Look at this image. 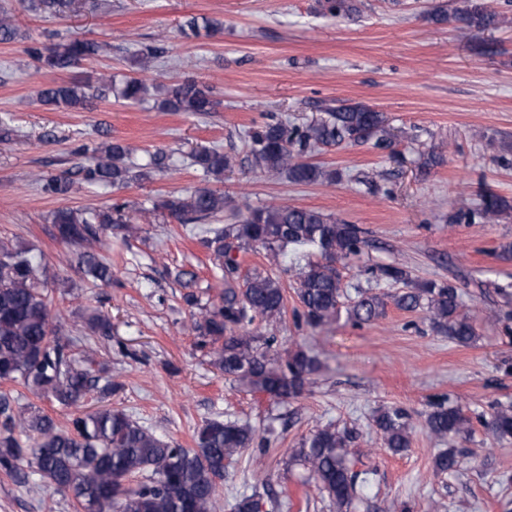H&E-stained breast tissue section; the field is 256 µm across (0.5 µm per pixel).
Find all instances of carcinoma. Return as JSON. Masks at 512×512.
Returning a JSON list of instances; mask_svg holds the SVG:
<instances>
[{
  "label": "carcinoma",
  "instance_id": "obj_1",
  "mask_svg": "<svg viewBox=\"0 0 512 512\" xmlns=\"http://www.w3.org/2000/svg\"><path fill=\"white\" fill-rule=\"evenodd\" d=\"M326 11L335 16L357 11L353 0H325ZM454 19L464 28L485 31L509 23L504 14L487 10L480 0H467ZM220 29L218 21L191 16L182 24L187 38L210 37ZM18 34L11 12L0 6V42ZM108 44L91 39H67L33 45L27 55L45 67L70 71L105 54ZM161 51L145 47L136 53V66L149 72L157 66ZM162 95L160 107L171 112H210L215 102L209 91L187 78L169 87L150 85L140 77L120 82L109 74L96 81H63L38 92L40 102L56 109H83L95 98L112 95L128 104ZM326 117L304 126L275 119L253 131L248 140L254 168L285 174L296 184L332 183L336 172L304 160L309 149L344 141L375 140L386 148L384 113L364 105L328 107ZM75 153L89 157L90 164L34 176L38 190L54 197L68 195L75 177L88 185H125L168 170L172 155L156 151L136 168L129 163L131 148L120 141L82 144ZM206 178L219 181L234 166V158L218 147H204L189 156ZM169 218L181 224L192 238L209 250L216 268L224 274V293L193 323L196 346L224 377L240 382L254 394L277 402L302 396L312 385L319 360L301 347L282 348L276 329L293 290L300 310L296 323L316 329L339 319L356 324L373 323L386 315L388 302L405 311L426 309L432 328L451 341L466 345L476 336L470 318L461 313L457 287L451 282H411L398 264L367 268L378 281L405 284L396 293L356 290L350 304L337 264L362 255L366 240L354 224L336 220L320 211L270 203L253 208L233 224L218 226L208 220L224 213V193L207 185L188 195L171 196L161 204ZM128 204L114 202L93 210L62 207L52 217V235L76 249L75 260L85 282L112 285V264L100 250L114 235L132 237L140 230L126 214ZM512 216V203L486 191L480 208L462 207L450 217L458 223L479 218L487 223ZM265 251L268 263L281 266L287 260L298 267L288 289L280 277L257 268L240 273V253L250 248ZM319 253L320 259L310 255ZM61 315L46 293V267L40 254L0 241V383L17 384L39 399L71 410L68 426L29 403L18 406L13 392H0V472L30 479L37 475L55 493L69 498L76 512H213L228 463L247 448L264 450L271 441L247 422L206 419L196 428L193 445L182 447L140 424L126 410L109 405L85 410L88 395L112 391L120 384L107 378L99 386L109 364L97 359V342L112 338V321L97 309L82 316L81 335L62 336ZM485 432L499 441L512 439V406H498L490 416H478ZM375 426L385 447L401 454L411 447L409 415L398 407L377 411ZM427 431L439 439H454L472 432V422L452 402L431 405L424 420ZM353 433L333 423L318 426L301 438L291 461L311 476L319 494L335 512H352L360 499L358 487L369 471L354 470L349 447ZM453 448L439 451L433 459L437 472L456 468ZM261 495L240 496L232 512H263Z\"/></svg>",
  "mask_w": 512,
  "mask_h": 512
}]
</instances>
